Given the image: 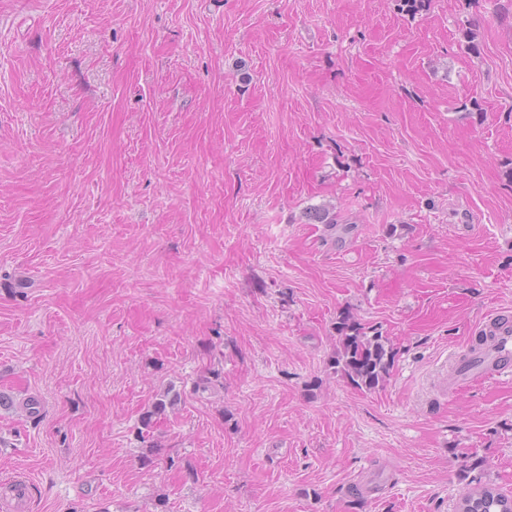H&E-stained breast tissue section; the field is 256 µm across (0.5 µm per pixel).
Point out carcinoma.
<instances>
[{"instance_id": "1", "label": "carcinoma", "mask_w": 512, "mask_h": 512, "mask_svg": "<svg viewBox=\"0 0 512 512\" xmlns=\"http://www.w3.org/2000/svg\"><path fill=\"white\" fill-rule=\"evenodd\" d=\"M316 224L336 230V213L329 207H320L309 215ZM339 347L330 360L331 368L341 372L357 388L372 391L382 385L393 363V352L386 337L375 331H364L361 324L346 316L336 325ZM182 400V393L170 385L156 394L141 415L137 436L144 438L167 412L175 409ZM457 512H512V497L489 486L463 487L457 502Z\"/></svg>"}]
</instances>
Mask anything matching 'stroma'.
Here are the masks:
<instances>
[{"label":"stroma","instance_id":"1","mask_svg":"<svg viewBox=\"0 0 512 512\" xmlns=\"http://www.w3.org/2000/svg\"><path fill=\"white\" fill-rule=\"evenodd\" d=\"M500 307L512 0H0V391L40 403L0 409V487L30 483L25 512L512 496V376L452 366ZM346 314L394 353L370 392L329 365ZM214 349L224 387L195 391ZM181 400L182 393L180 390H176L173 385L157 393L141 415V426L137 429V436L140 439H144V432L149 433L150 429H152L162 417H165L169 410L173 411L175 407L180 404Z\"/></svg>","mask_w":512,"mask_h":512}]
</instances>
